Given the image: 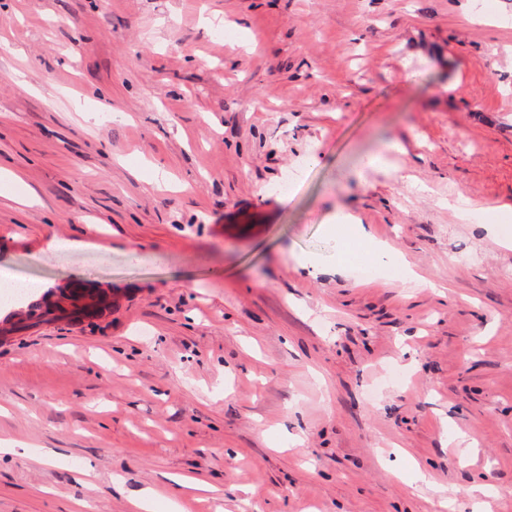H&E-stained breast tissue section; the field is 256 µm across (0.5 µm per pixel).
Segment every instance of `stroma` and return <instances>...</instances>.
<instances>
[{
  "label": "stroma",
  "mask_w": 512,
  "mask_h": 512,
  "mask_svg": "<svg viewBox=\"0 0 512 512\" xmlns=\"http://www.w3.org/2000/svg\"><path fill=\"white\" fill-rule=\"evenodd\" d=\"M487 3L0 0V267L113 299L0 338V512L512 488V0ZM340 210L406 275H364Z\"/></svg>",
  "instance_id": "obj_1"
}]
</instances>
